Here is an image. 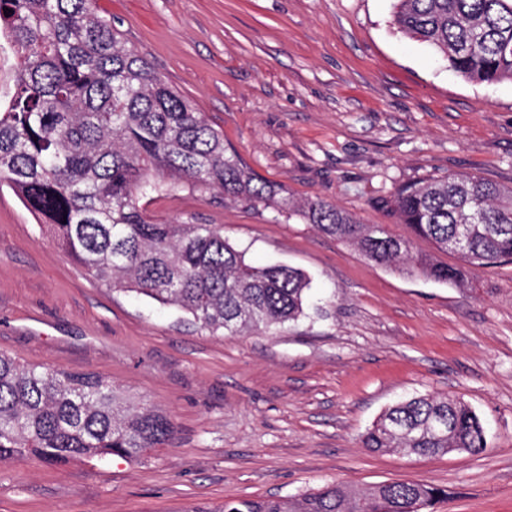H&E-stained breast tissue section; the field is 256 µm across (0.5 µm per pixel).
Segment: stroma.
<instances>
[{
    "instance_id": "1",
    "label": "stroma",
    "mask_w": 512,
    "mask_h": 512,
    "mask_svg": "<svg viewBox=\"0 0 512 512\" xmlns=\"http://www.w3.org/2000/svg\"><path fill=\"white\" fill-rule=\"evenodd\" d=\"M394 0H98L128 46L263 180L407 235L386 202L418 179L512 187V81L476 84L392 23ZM159 223L213 224L256 265L311 279L307 315L225 336L90 277L0 188V352L92 373L162 408L164 447L49 465L0 461V512H182L330 483L447 489L435 512H512V263L467 289L399 275L264 205L189 187ZM462 398L480 453L362 446L390 405Z\"/></svg>"
}]
</instances>
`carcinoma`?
Masks as SVG:
<instances>
[{
	"instance_id": "carcinoma-1",
	"label": "carcinoma",
	"mask_w": 512,
	"mask_h": 512,
	"mask_svg": "<svg viewBox=\"0 0 512 512\" xmlns=\"http://www.w3.org/2000/svg\"><path fill=\"white\" fill-rule=\"evenodd\" d=\"M393 23L437 50L464 79H512V0H395ZM12 13L4 14V8ZM0 35L18 59L0 105V185L13 190L87 273L189 315L211 334L270 331L304 313L309 282L285 265L246 262L213 224H157L144 204L182 184L263 203L354 245L370 262L463 288L474 271L512 262V188L479 177L399 186L392 209L411 236L457 257L412 252L384 224L337 205L297 201L260 179L204 114L126 46L96 0H0ZM466 237V247L450 242ZM174 432L170 418L100 376L0 353V460L66 464L138 458ZM371 451L478 453L485 428L464 401L425 394L389 407L362 437ZM448 490L392 481L325 485L293 498H242L186 512H431Z\"/></svg>"
}]
</instances>
